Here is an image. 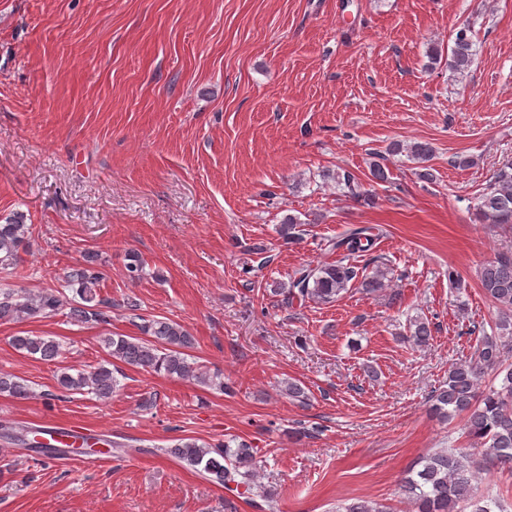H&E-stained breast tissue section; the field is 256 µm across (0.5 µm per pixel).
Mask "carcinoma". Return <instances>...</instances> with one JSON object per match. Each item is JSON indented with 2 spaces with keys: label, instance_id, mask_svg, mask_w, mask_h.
I'll return each instance as SVG.
<instances>
[{
  "label": "carcinoma",
  "instance_id": "cac0c4a2",
  "mask_svg": "<svg viewBox=\"0 0 512 512\" xmlns=\"http://www.w3.org/2000/svg\"><path fill=\"white\" fill-rule=\"evenodd\" d=\"M473 39L470 28L463 27L455 33L448 70L462 76L474 61ZM392 154H406L421 165L419 177L433 180L432 168L427 165L434 156L428 142L405 146L390 144ZM336 187L347 191L354 198L367 197L360 192V182L350 172L327 174ZM476 215L483 224L493 226L512 224V161L503 164L491 177L474 205ZM300 220L289 216L279 225L278 234L286 244L299 239ZM30 225L24 217L15 215L0 224V266L15 267L20 261V251L28 246ZM382 234L377 225L364 224L347 228L327 241L328 252L336 260L316 266L302 265L289 276L288 282L271 289L280 297L281 304L291 307L294 303H331L341 299L352 288L372 294L384 287V272L367 273L350 262L355 256L369 252ZM99 254L86 251L83 263L71 269L61 288H46L31 294L24 288H0V321L46 319L59 313L77 323H106L107 310L112 299L101 296L103 273L99 270ZM146 261L136 251L126 254L125 269L130 281L137 282L145 275ZM479 281L485 295L496 304L499 318L491 333H483L474 356L468 361L451 364L448 378L433 395V411L448 419L462 416L466 434L471 444L482 448L475 457L466 448H439L418 462V469H410L402 480L401 492L411 507V512H495L500 508L497 498L480 496L472 484L474 473L490 466L512 470V257L501 256L481 266ZM138 336L107 334L100 343L108 359L90 371L76 373L64 367L55 378L63 399L69 394H92L99 399H110L119 381L112 366L120 362L167 377L196 381L223 392L224 377L210 375L189 358L185 350L194 347V338L186 327L169 319H144L136 324ZM432 336L430 322L423 318L409 321V339L417 346H425ZM12 347L24 355L43 362H54L61 354V344L52 336L26 333L11 337ZM491 373L497 384L480 389L484 374ZM0 394L16 399H27L32 391L27 381L0 373ZM38 433L24 429L0 428V438L28 447L45 457L66 453L62 447L49 446L28 438ZM166 454L184 462L213 482L239 496L249 495L251 505L268 512L274 509L273 493L255 491L256 457L254 448L241 441L236 447L228 444L211 445L195 439L182 438L165 449ZM259 497L263 503L254 501ZM340 512H391L383 503L363 498H353L340 506Z\"/></svg>",
  "mask_w": 512,
  "mask_h": 512
}]
</instances>
